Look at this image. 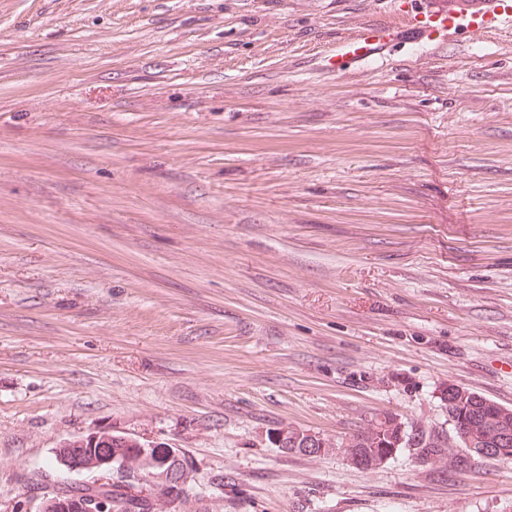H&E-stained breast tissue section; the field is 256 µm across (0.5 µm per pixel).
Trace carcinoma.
<instances>
[{
    "instance_id": "1",
    "label": "carcinoma",
    "mask_w": 512,
    "mask_h": 512,
    "mask_svg": "<svg viewBox=\"0 0 512 512\" xmlns=\"http://www.w3.org/2000/svg\"><path fill=\"white\" fill-rule=\"evenodd\" d=\"M440 400L446 402L448 417L451 421L464 422L467 436L458 437L462 448H498L508 439L512 441V409L505 408L474 391H467L448 386L441 391ZM402 422L387 414L380 420L353 435L347 444L337 445L330 440L319 437L312 454L321 455L338 447L347 458L355 455L361 457H391L402 449H409L422 454L430 465L437 470L463 469L467 466L469 456H461L448 443V433L444 431L414 428L410 425L400 430ZM404 432L406 440L398 445L399 432ZM112 454V483L107 486L79 484L63 485L58 488L48 487L50 475L42 474L33 485L41 490L69 493L73 496L81 493L87 496L112 499V512H161L160 503L164 502L173 512H190L197 500L189 492L182 496L167 497L161 493L157 496L140 495V477L142 459L140 450L124 441H110Z\"/></svg>"
}]
</instances>
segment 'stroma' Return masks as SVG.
<instances>
[{"instance_id": "obj_1", "label": "stroma", "mask_w": 512, "mask_h": 512, "mask_svg": "<svg viewBox=\"0 0 512 512\" xmlns=\"http://www.w3.org/2000/svg\"><path fill=\"white\" fill-rule=\"evenodd\" d=\"M402 3L0 0V512L103 427L206 512H512V456L268 439L512 409V28L330 67ZM396 418L397 417L392 414L384 415L380 420H377L369 427L353 435L346 445L335 444L331 442V440L318 435L317 444H312L313 437L309 438L308 444L311 445L309 447L307 444H304V442L307 438L306 435H312V433L304 432L306 435L303 434L300 439L301 431L288 429H276L274 431L286 434L288 441L285 440V435L274 436L272 434V437L273 442L277 446H282L284 450L300 452L306 455L314 454V456H317L325 454L333 448H339L343 450V454L346 458H352L354 455L365 458H382L384 456L392 458L393 454H396L402 449L409 448V451H414L426 457L418 455L417 459L420 462L427 463V459L430 465L437 470H462L464 467H467V460L470 456L466 455L464 458L461 457L459 451L453 449L457 446L448 443V433L443 430L440 432L433 429L427 430L424 428H416L413 425H405L406 429L404 430V435L406 440L404 443L397 446L396 441L401 431L400 426L405 423L397 421ZM293 439L294 441H292ZM286 443H288V448H284ZM300 448H303V450L307 452H309L311 448L316 449L307 453L303 452Z\"/></svg>"}]
</instances>
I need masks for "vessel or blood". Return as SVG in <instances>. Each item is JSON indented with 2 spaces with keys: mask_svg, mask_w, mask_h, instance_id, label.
Segmentation results:
<instances>
[{
  "mask_svg": "<svg viewBox=\"0 0 512 512\" xmlns=\"http://www.w3.org/2000/svg\"><path fill=\"white\" fill-rule=\"evenodd\" d=\"M409 25L417 38L436 40L457 32L489 31L512 27V0H413ZM396 28L373 26L358 40L337 51L332 65L343 70L355 60H365L397 41Z\"/></svg>",
  "mask_w": 512,
  "mask_h": 512,
  "instance_id": "vessel-or-blood-1",
  "label": "vessel or blood"
}]
</instances>
